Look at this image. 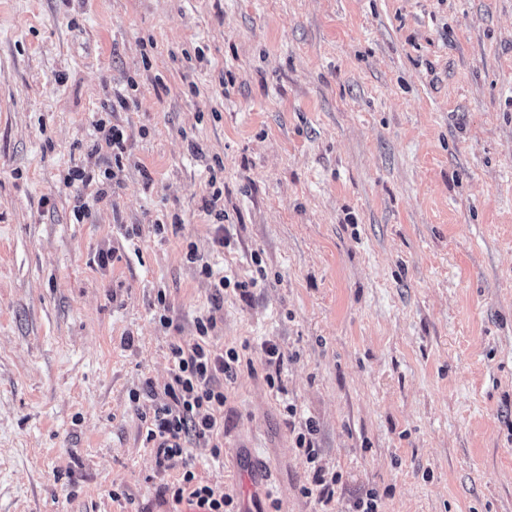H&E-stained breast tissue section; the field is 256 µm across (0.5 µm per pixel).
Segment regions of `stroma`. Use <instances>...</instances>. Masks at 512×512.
<instances>
[{"label": "stroma", "instance_id": "1", "mask_svg": "<svg viewBox=\"0 0 512 512\" xmlns=\"http://www.w3.org/2000/svg\"><path fill=\"white\" fill-rule=\"evenodd\" d=\"M208 315L224 448L161 471L131 394ZM258 461L266 512H512V0H0V512H182L188 463L239 506ZM96 129L100 136L99 141L93 146L94 152H98L103 148V142L108 149L112 150V155L115 159H121L125 144L123 130L114 124L107 125L103 118L96 121ZM262 352L265 357V363L269 369H274V372H269L266 375V382L272 389L276 387L279 390L280 379H279V367L282 362V354L276 343L268 341L262 347Z\"/></svg>", "mask_w": 512, "mask_h": 512}]
</instances>
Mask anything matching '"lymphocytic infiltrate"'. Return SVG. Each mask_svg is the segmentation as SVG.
Masks as SVG:
<instances>
[{
    "label": "lymphocytic infiltrate",
    "mask_w": 512,
    "mask_h": 512,
    "mask_svg": "<svg viewBox=\"0 0 512 512\" xmlns=\"http://www.w3.org/2000/svg\"><path fill=\"white\" fill-rule=\"evenodd\" d=\"M214 316L198 319L197 338L189 345L171 349L172 368L162 390L147 388V395L162 393L163 398L144 420L147 443L156 450V465L163 468L183 457L187 437L210 444L213 456L224 446V382L233 376L239 361L236 350L214 347L210 334ZM174 501L189 499L205 512H227L233 499L216 487L198 480L192 468H185L182 479L170 487Z\"/></svg>",
    "instance_id": "1"
}]
</instances>
